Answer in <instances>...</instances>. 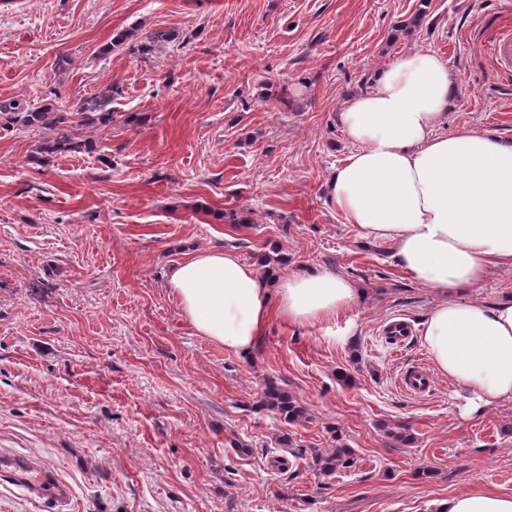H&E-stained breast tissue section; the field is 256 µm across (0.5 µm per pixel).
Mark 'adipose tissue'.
Listing matches in <instances>:
<instances>
[{"instance_id": "ef3b65f1", "label": "adipose tissue", "mask_w": 512, "mask_h": 512, "mask_svg": "<svg viewBox=\"0 0 512 512\" xmlns=\"http://www.w3.org/2000/svg\"><path fill=\"white\" fill-rule=\"evenodd\" d=\"M454 98L448 63L436 53H409L379 70L338 114L354 149L328 191L346 223L390 242L400 268L438 297L422 342L475 412L512 401V296L490 306L466 297L491 269L512 266V139L438 134ZM166 286L198 335L243 356L271 306L294 323H323L358 294L331 270L273 280L222 248L172 265ZM435 512H512V495L466 491Z\"/></svg>"}]
</instances>
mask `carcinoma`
<instances>
[{
    "label": "carcinoma",
    "instance_id": "carcinoma-1",
    "mask_svg": "<svg viewBox=\"0 0 512 512\" xmlns=\"http://www.w3.org/2000/svg\"><path fill=\"white\" fill-rule=\"evenodd\" d=\"M99 115L101 123L112 121V96L103 95L80 105L76 111L50 112L46 109L24 110V108L11 103L0 104V118L7 119L13 124L22 127L64 126L76 124L78 126L92 120V115ZM82 143L73 141V138L63 134L46 141L41 152L51 155L61 150L79 149ZM261 402L266 407L278 412L284 422L291 424L304 415V408L285 392L274 378H266L262 390ZM321 469L326 473H334L340 469L351 466L350 451L347 448H335L326 453L315 455Z\"/></svg>",
    "mask_w": 512,
    "mask_h": 512
}]
</instances>
